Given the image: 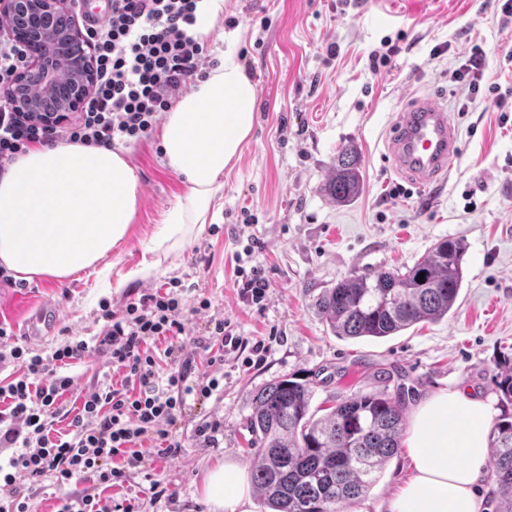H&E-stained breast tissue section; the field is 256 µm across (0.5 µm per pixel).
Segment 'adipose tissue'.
Listing matches in <instances>:
<instances>
[{"label": "adipose tissue", "instance_id": "1", "mask_svg": "<svg viewBox=\"0 0 512 512\" xmlns=\"http://www.w3.org/2000/svg\"><path fill=\"white\" fill-rule=\"evenodd\" d=\"M224 0H203L193 32L226 45L222 60L181 95L160 131L168 167L188 186L152 240L156 254L186 249L214 220L224 171L251 135L257 89L238 60V37L217 29ZM139 205L134 168L120 148L80 143L36 145L0 174V266L15 279L64 281L96 267L130 234ZM499 407L461 388L432 392L415 405L406 430L408 479L388 512H482L489 435ZM212 512H251L240 464L207 473Z\"/></svg>", "mask_w": 512, "mask_h": 512}]
</instances>
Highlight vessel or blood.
<instances>
[{"instance_id":"b4317fda","label":"vessel or blood","mask_w":512,"mask_h":512,"mask_svg":"<svg viewBox=\"0 0 512 512\" xmlns=\"http://www.w3.org/2000/svg\"><path fill=\"white\" fill-rule=\"evenodd\" d=\"M458 151L447 108L422 95L397 113L386 138L392 168L416 185L441 183Z\"/></svg>"}]
</instances>
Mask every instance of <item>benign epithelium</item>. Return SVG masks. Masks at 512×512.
I'll use <instances>...</instances> for the list:
<instances>
[{
  "mask_svg": "<svg viewBox=\"0 0 512 512\" xmlns=\"http://www.w3.org/2000/svg\"><path fill=\"white\" fill-rule=\"evenodd\" d=\"M8 36L23 47L29 65L6 95L20 112H39L51 121L75 113L94 83L90 47L69 0H0ZM73 72L71 82L53 88L55 65Z\"/></svg>",
  "mask_w": 512,
  "mask_h": 512,
  "instance_id": "obj_1",
  "label": "benign epithelium"
}]
</instances>
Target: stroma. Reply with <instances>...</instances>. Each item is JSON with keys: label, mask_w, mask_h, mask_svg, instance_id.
Returning <instances> with one entry per match:
<instances>
[{"label": "stroma", "mask_w": 512, "mask_h": 512, "mask_svg": "<svg viewBox=\"0 0 512 512\" xmlns=\"http://www.w3.org/2000/svg\"><path fill=\"white\" fill-rule=\"evenodd\" d=\"M502 0H224L216 25L239 35L241 64L257 87V119L235 165L224 173V200L213 224L182 253L161 260L152 275L137 276L152 260L153 235L185 189L165 164L157 132L127 144L139 176V207L130 236L97 268L64 282L0 284V321L19 328L45 305L58 322L39 339L46 353L72 338L99 333L104 310L122 311L141 294L180 289L188 315L186 343L224 320L248 342L266 339L259 365L243 354L224 357L222 391L190 401L185 431L221 425L217 441L185 448L154 462L166 493L153 499L143 473L117 483L75 480L38 485L29 512H58L63 498L96 493L105 500L135 498L139 512H210L202 497L206 473L231 460L251 466L247 419L255 392L296 373L315 383L313 407L354 393L387 390L412 409L428 392L457 386L496 396L503 356L512 357V112L490 107L488 85L512 94V23L501 25ZM268 27H261V19ZM398 38L391 68L373 73L369 57L385 38ZM335 55H328L329 45ZM486 55L476 100L452 73L472 47ZM447 106L459 129L460 152L442 186H408L384 160V142L397 113L414 97ZM354 143L361 156L362 190L354 202H331L325 184L339 147ZM462 239L463 288L448 316L421 322L381 339L336 336L317 312L325 289L352 274L413 266L438 241ZM258 265L269 281L262 305L240 295L238 269ZM211 303L197 310L198 299ZM387 371L379 379V371ZM74 388L63 400L79 411L82 397L121 382L107 357L90 355L67 369ZM408 476L405 451L384 466L353 512H385Z\"/></svg>", "instance_id": "stroma-1"}]
</instances>
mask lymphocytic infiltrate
<instances>
[{
    "mask_svg": "<svg viewBox=\"0 0 512 512\" xmlns=\"http://www.w3.org/2000/svg\"><path fill=\"white\" fill-rule=\"evenodd\" d=\"M110 2L105 22L85 30L96 83L80 112L48 123L0 98V173L37 144L111 146L141 138L200 77L205 48L191 33L199 0ZM184 310L177 291L148 292L122 314L105 312L94 342L74 340L44 356L13 343L10 325L0 322V369L8 371L0 379V447L12 451L0 464V512H28L30 488L48 477L60 486L76 477L107 484L147 471L151 458L179 454L189 439L215 443L220 423H202L189 438L177 427L188 397L210 398L220 386L216 377L196 375L184 353ZM159 339L165 349L151 351L148 341ZM196 345L213 366L245 348L220 319ZM93 353L108 355L123 381L90 392L71 413L62 397L74 379L62 369ZM63 419L67 434L54 435Z\"/></svg>",
    "mask_w": 512,
    "mask_h": 512,
    "instance_id": "f902f5d3",
    "label": "lymphocytic infiltrate"
}]
</instances>
